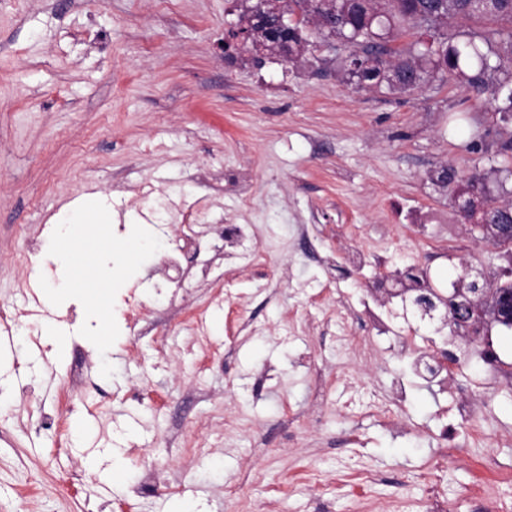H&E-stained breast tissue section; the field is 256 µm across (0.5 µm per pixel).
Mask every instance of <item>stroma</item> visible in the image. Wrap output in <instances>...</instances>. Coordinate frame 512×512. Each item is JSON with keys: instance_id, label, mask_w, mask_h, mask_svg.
Wrapping results in <instances>:
<instances>
[{"instance_id": "35a3bbf8", "label": "stroma", "mask_w": 512, "mask_h": 512, "mask_svg": "<svg viewBox=\"0 0 512 512\" xmlns=\"http://www.w3.org/2000/svg\"><path fill=\"white\" fill-rule=\"evenodd\" d=\"M245 0H0V512H391L387 495L455 502L512 473V376L487 383L481 345L453 326L450 392L412 381L394 431L336 409L321 377L342 364L389 394L405 359L391 344L342 353L325 319L345 294L387 298L377 280L429 269L449 284L472 267L512 269V252L462 224L442 168L485 176L512 202V127L465 84L361 90L346 47L298 61L220 48ZM250 178L243 204L232 190ZM94 194L111 233L76 261L43 256L63 207ZM208 268L164 283L161 254L183 244L184 210ZM139 224L156 250L128 251ZM248 225L243 246L224 227ZM360 246L386 265H352ZM112 266L131 287H77L59 308L54 275ZM69 328L55 354L49 336ZM488 437L443 420L462 395ZM453 453L438 457L441 429ZM163 482L140 488L148 470ZM376 474L373 490L352 480ZM323 473L321 485L309 472Z\"/></svg>"}]
</instances>
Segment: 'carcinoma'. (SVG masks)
Wrapping results in <instances>:
<instances>
[{
	"label": "carcinoma",
	"instance_id": "carcinoma-1",
	"mask_svg": "<svg viewBox=\"0 0 512 512\" xmlns=\"http://www.w3.org/2000/svg\"><path fill=\"white\" fill-rule=\"evenodd\" d=\"M326 20L317 33L350 48L345 71L381 76L376 89L410 91L432 81L455 78L480 98L493 89L495 114L512 121V0H290ZM402 35L413 38L408 56L390 46ZM400 70L406 83L387 76ZM459 196L479 194L497 224H512L484 178L475 173L458 187Z\"/></svg>",
	"mask_w": 512,
	"mask_h": 512
}]
</instances>
